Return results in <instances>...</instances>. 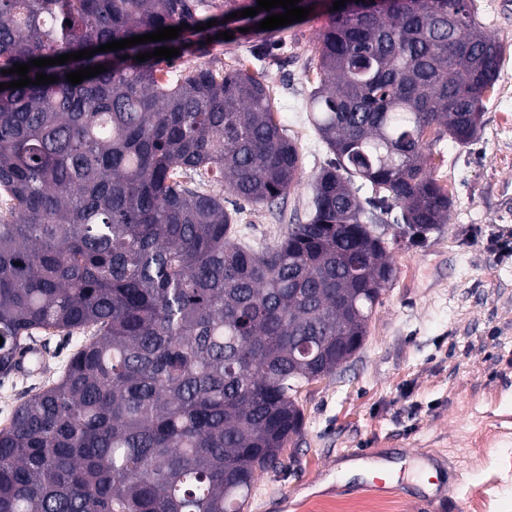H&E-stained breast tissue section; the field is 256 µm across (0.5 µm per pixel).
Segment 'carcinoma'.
Returning <instances> with one entry per match:
<instances>
[{"instance_id": "carcinoma-1", "label": "carcinoma", "mask_w": 512, "mask_h": 512, "mask_svg": "<svg viewBox=\"0 0 512 512\" xmlns=\"http://www.w3.org/2000/svg\"><path fill=\"white\" fill-rule=\"evenodd\" d=\"M255 6L0 0V83L16 63L187 24L0 90V374L38 332H92L0 429V512H244L301 432L300 389L359 350L395 278L351 181L400 209L397 240L447 223L426 134L473 141L500 43L472 0H390L326 11L309 112L334 160L306 221L259 250L233 237L214 187L264 206L300 182L268 87L242 66L164 81L162 60L136 55L191 56L185 34L213 37Z\"/></svg>"}]
</instances>
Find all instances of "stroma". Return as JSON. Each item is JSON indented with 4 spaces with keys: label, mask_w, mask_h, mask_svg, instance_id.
Masks as SVG:
<instances>
[{
    "label": "stroma",
    "mask_w": 512,
    "mask_h": 512,
    "mask_svg": "<svg viewBox=\"0 0 512 512\" xmlns=\"http://www.w3.org/2000/svg\"><path fill=\"white\" fill-rule=\"evenodd\" d=\"M320 12L276 34L274 61H252V33L206 44L197 64L249 61L270 90L285 136L302 158L299 184L280 206L243 207L242 242L274 243L304 220L310 182L332 158L309 121L318 83ZM433 173L452 200L448 221L418 246H392L397 270L361 349L335 374L303 388L304 422L261 473L247 512H344L369 500L347 453L400 458L411 487L394 512H473L471 493L495 481L494 512H512V62L483 100L474 141L442 137Z\"/></svg>",
    "instance_id": "1"
}]
</instances>
